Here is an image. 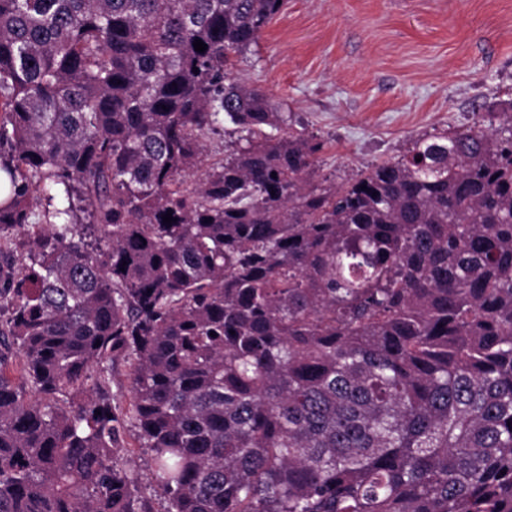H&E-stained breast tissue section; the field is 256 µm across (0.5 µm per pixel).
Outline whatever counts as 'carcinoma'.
<instances>
[{
	"instance_id": "obj_1",
	"label": "carcinoma",
	"mask_w": 512,
	"mask_h": 512,
	"mask_svg": "<svg viewBox=\"0 0 512 512\" xmlns=\"http://www.w3.org/2000/svg\"><path fill=\"white\" fill-rule=\"evenodd\" d=\"M283 5L0 0V512H512V111L324 186ZM227 132H231L232 126L229 124H225ZM221 132L220 135H211L210 138L207 139V156L205 157L206 162H209L215 158H219L224 156V150L230 148L232 142H235L238 138L237 133L229 134ZM129 366L123 359H117L112 364V376L109 392L112 405L127 409L130 401ZM124 439L129 449L133 451V454L128 458L132 459V466L138 470L142 477L141 491L146 496L153 498L155 511L164 512L167 507L165 499L153 491V487L147 479L150 452L146 448H139L137 431L128 423H126Z\"/></svg>"
}]
</instances>
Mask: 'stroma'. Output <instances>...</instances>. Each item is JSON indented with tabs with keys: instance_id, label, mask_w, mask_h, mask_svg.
<instances>
[{
	"instance_id": "obj_1",
	"label": "stroma",
	"mask_w": 512,
	"mask_h": 512,
	"mask_svg": "<svg viewBox=\"0 0 512 512\" xmlns=\"http://www.w3.org/2000/svg\"><path fill=\"white\" fill-rule=\"evenodd\" d=\"M234 73L321 142L316 178L341 186L512 107V0H285Z\"/></svg>"
}]
</instances>
